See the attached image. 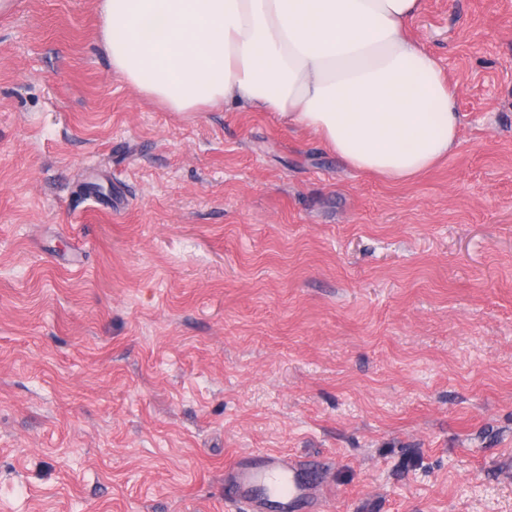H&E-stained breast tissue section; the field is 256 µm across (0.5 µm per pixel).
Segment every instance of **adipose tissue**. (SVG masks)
<instances>
[{
  "instance_id": "adipose-tissue-1",
  "label": "adipose tissue",
  "mask_w": 512,
  "mask_h": 512,
  "mask_svg": "<svg viewBox=\"0 0 512 512\" xmlns=\"http://www.w3.org/2000/svg\"><path fill=\"white\" fill-rule=\"evenodd\" d=\"M422 0H102L114 72L173 112L244 103L349 169L409 180L453 151L456 90L411 39Z\"/></svg>"
}]
</instances>
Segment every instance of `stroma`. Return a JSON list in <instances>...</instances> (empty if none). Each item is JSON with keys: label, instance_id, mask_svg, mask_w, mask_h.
Instances as JSON below:
<instances>
[{"label": "stroma", "instance_id": "obj_1", "mask_svg": "<svg viewBox=\"0 0 512 512\" xmlns=\"http://www.w3.org/2000/svg\"><path fill=\"white\" fill-rule=\"evenodd\" d=\"M100 17L0 12V512H226L237 451L323 512H512V0H423L461 126L404 182L168 111Z\"/></svg>", "mask_w": 512, "mask_h": 512}]
</instances>
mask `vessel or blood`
Listing matches in <instances>:
<instances>
[{"mask_svg":"<svg viewBox=\"0 0 512 512\" xmlns=\"http://www.w3.org/2000/svg\"><path fill=\"white\" fill-rule=\"evenodd\" d=\"M327 494L323 465L277 452L238 454L224 471V499L244 512H312Z\"/></svg>","mask_w":512,"mask_h":512,"instance_id":"vessel-or-blood-1","label":"vessel or blood"}]
</instances>
